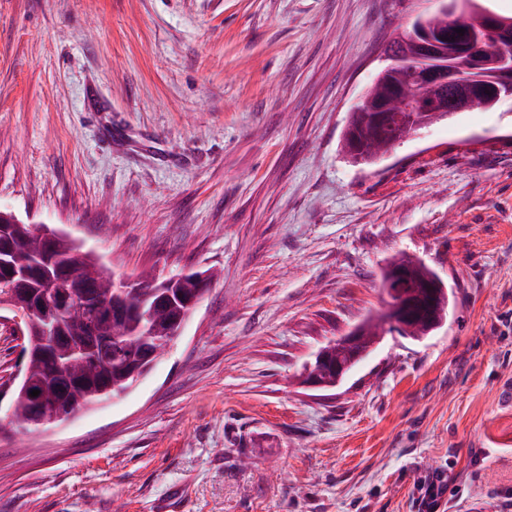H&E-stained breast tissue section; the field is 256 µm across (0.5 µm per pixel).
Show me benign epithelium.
Wrapping results in <instances>:
<instances>
[{"mask_svg": "<svg viewBox=\"0 0 512 512\" xmlns=\"http://www.w3.org/2000/svg\"><path fill=\"white\" fill-rule=\"evenodd\" d=\"M436 3L435 9L417 15L418 26L409 25L392 38L384 51L387 65L381 75L410 69L420 86L433 91L441 110L449 113L459 111V105L464 102L476 104L488 91L497 101H512V28L502 24L497 14L476 3L474 9L479 14V22L461 35L454 25L457 0H436ZM404 40L416 44L415 56L405 57L397 52L396 43ZM414 108L415 101L409 100L397 115L393 146L422 129L408 117ZM344 140L348 143V156L359 162L382 158L358 144L348 130ZM392 279L407 283V287L394 293L395 300L390 306L393 324L404 327L418 317L426 322L430 331L444 324L439 300L446 288L439 278L412 279L405 271L395 270ZM8 308L17 313L8 321L18 332L21 331L20 316L35 311L34 306L19 298ZM83 309V301L77 297L59 300L55 304V316L66 321L81 314ZM361 339L362 331L358 327L341 338V347L347 355L345 361L335 362L328 349L320 350L314 363L309 365L313 373L306 374L304 385L316 389L339 386L347 373L369 353L362 347Z\"/></svg>", "mask_w": 512, "mask_h": 512, "instance_id": "obj_1", "label": "benign epithelium"}]
</instances>
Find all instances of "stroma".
I'll list each match as a JSON object with an SVG mask.
<instances>
[{"mask_svg":"<svg viewBox=\"0 0 512 512\" xmlns=\"http://www.w3.org/2000/svg\"><path fill=\"white\" fill-rule=\"evenodd\" d=\"M433 0H0V207L116 272L216 273L127 395L0 433V512H512V102L342 150ZM421 259L452 295L343 383L305 365ZM394 264L398 265V266H401V267H413L414 271L417 272L418 274H421V275L437 276V274L432 269H430L427 265H425L419 259L411 258V257H408V256H402L400 258H394L393 260H391V262L387 266V268H386V270H385V272L383 274V277H382L383 290H384V292L386 293L387 296H391L392 294L390 293V290L395 289V286L394 285H388V281H387V273H388L389 267L394 265Z\"/></svg>","mask_w":512,"mask_h":512,"instance_id":"1","label":"stroma"}]
</instances>
